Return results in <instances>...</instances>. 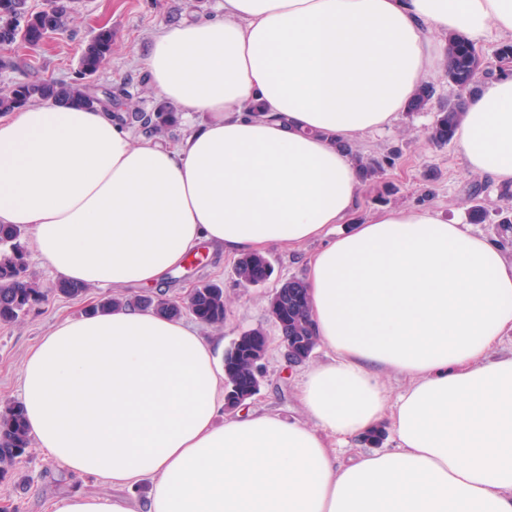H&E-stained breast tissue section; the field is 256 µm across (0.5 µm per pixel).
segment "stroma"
Instances as JSON below:
<instances>
[{
	"label": "stroma",
	"mask_w": 512,
	"mask_h": 512,
	"mask_svg": "<svg viewBox=\"0 0 512 512\" xmlns=\"http://www.w3.org/2000/svg\"><path fill=\"white\" fill-rule=\"evenodd\" d=\"M216 6L217 0H74L75 19L68 22L66 31L49 34L36 46L0 45V91L17 83L75 80L86 44L99 30L108 29L113 33L112 59L88 77V84L109 87L118 94L139 95L142 109L152 111L162 98L155 89H143L141 80L147 75L143 57L154 35L174 22L211 14ZM434 85L436 94L427 111L401 113L392 131L366 133L358 138L363 154L377 156L394 149L400 153L394 167L387 169L379 181L367 183L360 213L365 216L385 207L425 206L443 213L448 220L466 224L473 233L497 239L493 218L478 220L474 210L480 207L491 213L502 206L501 189L492 181H477L465 169L457 143L440 147L426 138L440 106L458 95L457 89L443 78H435ZM430 167L439 173L432 183L423 177L424 170ZM476 182L481 184L482 192L472 201L468 189ZM314 249L311 243L301 250L270 247L266 254L274 272L265 284L257 287L240 286L234 274V260L226 258L220 249L208 246L201 247L198 254L167 278L163 291L175 299L183 298L190 288L208 282L223 285L225 319L217 354H224L243 331L259 329L266 334L263 384L260 393L248 401V408H265L286 417L298 414L295 388L306 366L326 359L324 350L318 348L307 365L285 366L280 333L268 309L277 283L303 277L301 256ZM28 261L49 292L19 320L0 323V404L18 400L23 363L51 325L82 314L90 302L112 293L111 288L98 287L78 298L54 294L51 287L58 280V273L37 252H30ZM105 489L103 480L76 477L34 444L14 475L0 481V502L8 503L12 512H44L45 503L53 497L78 491L98 493Z\"/></svg>",
	"instance_id": "obj_1"
}]
</instances>
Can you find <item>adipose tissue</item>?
<instances>
[{
    "instance_id": "1",
    "label": "adipose tissue",
    "mask_w": 512,
    "mask_h": 512,
    "mask_svg": "<svg viewBox=\"0 0 512 512\" xmlns=\"http://www.w3.org/2000/svg\"><path fill=\"white\" fill-rule=\"evenodd\" d=\"M452 35L512 37V0H223L144 56L200 117L177 144L100 106L0 116V223L74 283L155 289L205 244L318 245L303 282L327 360L295 417L225 412L217 339L182 320L120 307L53 325L21 372L29 431L112 490L49 512H512V259L429 208L359 217L339 147L391 128ZM455 139L470 173L512 190V67L467 99ZM383 422L395 447L337 456Z\"/></svg>"
}]
</instances>
